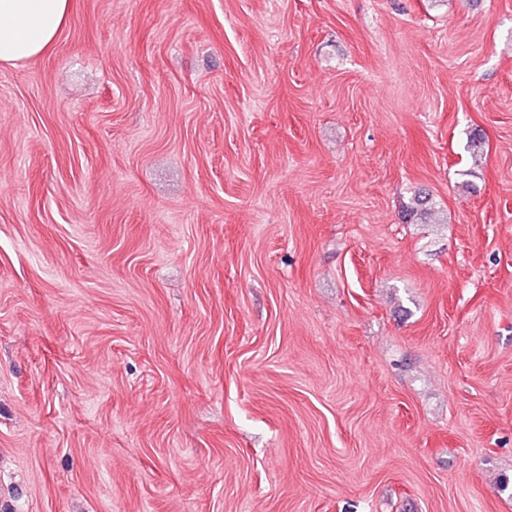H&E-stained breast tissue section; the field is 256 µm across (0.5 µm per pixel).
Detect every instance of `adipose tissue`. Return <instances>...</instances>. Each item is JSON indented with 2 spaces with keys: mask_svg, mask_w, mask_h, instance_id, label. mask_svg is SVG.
I'll use <instances>...</instances> for the list:
<instances>
[{
  "mask_svg": "<svg viewBox=\"0 0 512 512\" xmlns=\"http://www.w3.org/2000/svg\"><path fill=\"white\" fill-rule=\"evenodd\" d=\"M71 8L72 0H0V64L48 53Z\"/></svg>",
  "mask_w": 512,
  "mask_h": 512,
  "instance_id": "obj_1",
  "label": "adipose tissue"
}]
</instances>
